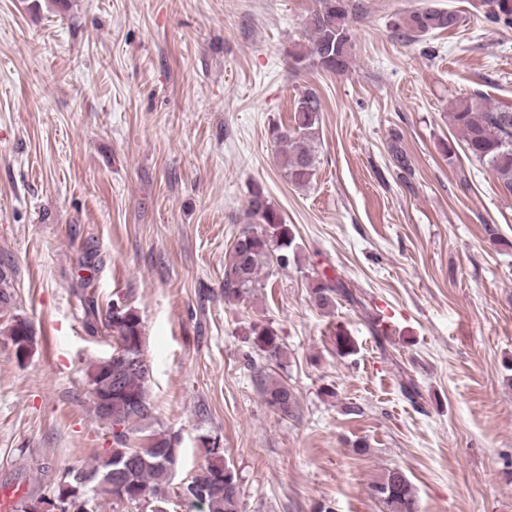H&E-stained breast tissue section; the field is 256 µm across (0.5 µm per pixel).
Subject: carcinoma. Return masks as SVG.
Instances as JSON below:
<instances>
[{
  "instance_id": "1",
  "label": "carcinoma",
  "mask_w": 512,
  "mask_h": 512,
  "mask_svg": "<svg viewBox=\"0 0 512 512\" xmlns=\"http://www.w3.org/2000/svg\"><path fill=\"white\" fill-rule=\"evenodd\" d=\"M485 19L496 26H512V0H483ZM363 16L360 0H319V9L308 19V44L291 51L299 67L316 66L331 73L345 72L353 51V27ZM457 22L455 13L436 7H423L401 15L394 29L408 36L425 35L444 30ZM321 102L311 90L297 99L290 124H275L269 135L278 147V158L288 181L307 186L316 169L314 143L320 126ZM452 125L461 135L469 158L487 167L501 189L512 194V105L490 102L480 94L454 104L449 113ZM400 138L392 133L393 165L411 173L410 160L398 146ZM246 216L263 224L261 231L243 229L233 240L224 265V301L240 303L256 287L261 266L268 260L288 269L297 255L296 236L283 222L261 189L252 192ZM8 275L0 269V312H10L14 294ZM310 296L316 306L330 310L341 301L361 309L376 335L380 334L367 307L343 281L313 267ZM104 328L117 338L112 355L96 363L90 374L95 415L112 430V447L103 449L90 471L77 470L57 487L53 496L70 494V487L79 489L77 512H98L100 501L107 498L139 504L149 503V512H167L172 504L168 494L178 449L172 439L151 434L145 446L130 444V425L153 417L149 395L151 364L143 349L142 323L127 304L116 301L104 317ZM5 335L15 348L17 360L29 354L34 344L31 325L18 316L8 317ZM253 344L268 362H279L283 343L270 326L250 327ZM259 385L266 403L281 416L293 415L297 405L294 389L273 372L259 373ZM211 459L191 481L173 493L180 498L198 489L195 497L205 512H241V489L237 474L224 464L221 449H208ZM373 496L386 512H419L418 499L407 476L399 469L387 471L372 486Z\"/></svg>"
}]
</instances>
